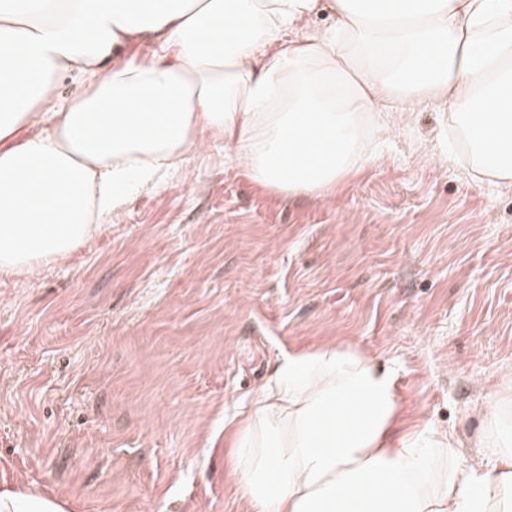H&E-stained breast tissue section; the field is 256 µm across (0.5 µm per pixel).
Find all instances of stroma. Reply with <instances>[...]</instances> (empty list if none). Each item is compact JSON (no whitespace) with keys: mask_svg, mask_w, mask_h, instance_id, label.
<instances>
[{"mask_svg":"<svg viewBox=\"0 0 512 512\" xmlns=\"http://www.w3.org/2000/svg\"><path fill=\"white\" fill-rule=\"evenodd\" d=\"M386 121L333 200L267 192L212 141L66 262L0 276V483L67 512H243L225 429L326 343L395 370L405 429L477 455L512 397V182L472 173L446 102Z\"/></svg>","mask_w":512,"mask_h":512,"instance_id":"stroma-1","label":"stroma"}]
</instances>
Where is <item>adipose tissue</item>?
Returning <instances> with one entry per match:
<instances>
[{"label":"adipose tissue","mask_w":512,"mask_h":512,"mask_svg":"<svg viewBox=\"0 0 512 512\" xmlns=\"http://www.w3.org/2000/svg\"><path fill=\"white\" fill-rule=\"evenodd\" d=\"M321 11L335 27L298 35ZM425 99L512 181V0H0V274L66 259L212 139L274 194L335 196L366 119ZM511 420L493 402L463 463L442 432H401L391 368L331 343L282 357L229 460L246 512H512ZM0 512L65 503L6 486Z\"/></svg>","instance_id":"1"}]
</instances>
